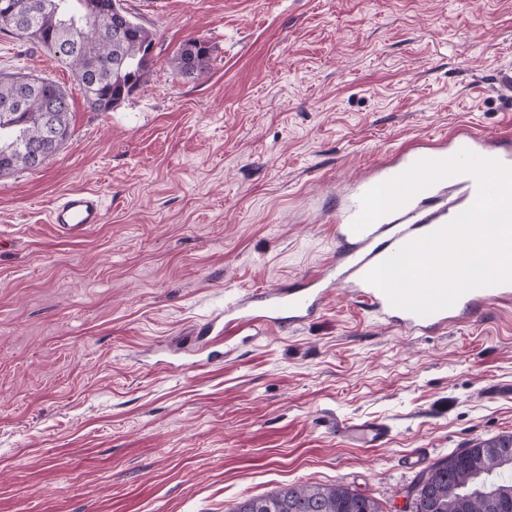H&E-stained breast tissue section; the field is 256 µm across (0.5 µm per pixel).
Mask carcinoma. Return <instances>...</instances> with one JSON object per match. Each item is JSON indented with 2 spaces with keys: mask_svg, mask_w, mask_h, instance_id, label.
<instances>
[{
  "mask_svg": "<svg viewBox=\"0 0 512 512\" xmlns=\"http://www.w3.org/2000/svg\"><path fill=\"white\" fill-rule=\"evenodd\" d=\"M34 14L25 23L0 21V30L27 38L58 56L68 66L92 112H110L130 94L152 62L155 33L135 23V32L123 38L97 35L85 24L83 0H29ZM97 26L102 33L112 28V0H100ZM76 26L75 36L62 40L64 21ZM177 69L187 77L207 73V43L190 39L179 48ZM19 97L28 111L2 112L0 121L12 125L0 129V174L31 170L23 143L44 137L55 123L59 145L71 137L69 96L55 81L25 72L0 73V108ZM496 489L512 512V435L477 440L434 463L416 485L412 512H483L482 492ZM232 512H381L374 498L346 487L288 486L238 503Z\"/></svg>",
  "mask_w": 512,
  "mask_h": 512,
  "instance_id": "cac0c4a2",
  "label": "carcinoma"
}]
</instances>
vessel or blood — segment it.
<instances>
[{"mask_svg":"<svg viewBox=\"0 0 512 512\" xmlns=\"http://www.w3.org/2000/svg\"><path fill=\"white\" fill-rule=\"evenodd\" d=\"M464 148L512 167V152L498 148L487 136L462 129L443 139L437 148L406 150L396 161L380 165L348 183L338 194L334 206L339 243L335 261L305 279L298 288L258 289L226 303L224 334L232 335L245 324L278 328L300 324L318 310L324 292L330 288L355 295L375 316L414 334L436 333L467 320L478 313L488 299L511 301L512 283L501 284L470 291L450 308L419 316L391 306L380 289L364 280L367 271L401 246L445 226L467 209L477 196L478 186L476 179L468 174L447 177L417 193L401 208L356 232L352 223L360 213L361 196L370 188L398 176L419 159H445ZM103 219L101 197L98 192L90 190L62 194L48 214L49 223L55 224L62 235L72 238L84 235ZM336 432L348 441L373 448L389 441L391 428L380 421L366 420L337 423Z\"/></svg>","mask_w":512,"mask_h":512,"instance_id":"vessel-or-blood-1","label":"vessel or blood"}]
</instances>
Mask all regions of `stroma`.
<instances>
[{
	"label": "stroma",
	"mask_w": 512,
	"mask_h": 512,
	"mask_svg": "<svg viewBox=\"0 0 512 512\" xmlns=\"http://www.w3.org/2000/svg\"><path fill=\"white\" fill-rule=\"evenodd\" d=\"M153 61L113 111L0 32V73L67 90L72 136L0 175V512H232L288 485L410 512L433 463L512 434V306L434 334L335 290L306 323L190 343L226 301L336 254L340 184L462 124L512 148V0H124ZM209 71L182 76L186 40ZM104 221L55 233L62 193ZM387 423V444L336 419ZM175 60L180 74L187 77H199L208 71L210 49L206 42L190 39L180 46ZM103 219L104 209L98 192L74 190L55 200L47 223L55 224L62 235L73 238L84 235L93 224H101ZM336 433L348 441L373 448L382 446L389 441L391 428L383 422L374 420L359 423L336 421Z\"/></svg>",
	"instance_id": "obj_1"
}]
</instances>
